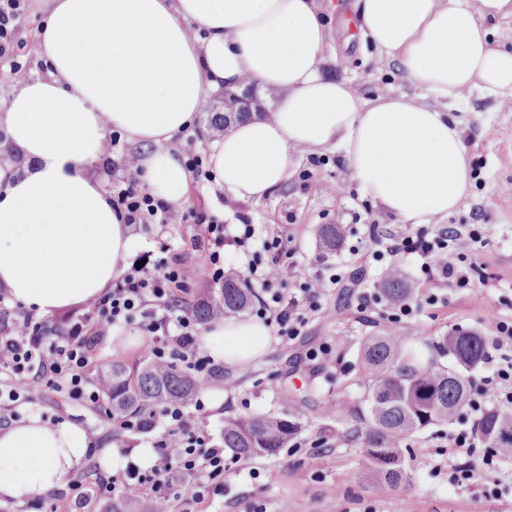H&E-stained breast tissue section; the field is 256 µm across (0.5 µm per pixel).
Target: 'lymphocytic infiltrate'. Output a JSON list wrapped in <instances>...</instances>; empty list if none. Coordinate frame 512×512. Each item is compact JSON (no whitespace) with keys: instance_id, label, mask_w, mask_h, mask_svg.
<instances>
[{"instance_id":"f902f5d3","label":"lymphocytic infiltrate","mask_w":512,"mask_h":512,"mask_svg":"<svg viewBox=\"0 0 512 512\" xmlns=\"http://www.w3.org/2000/svg\"><path fill=\"white\" fill-rule=\"evenodd\" d=\"M30 10V0H0V61L9 62L12 72L22 69L17 60L23 46L21 29ZM126 176L112 188V205L126 224H181L189 213L182 207L159 200L141 187L136 157L123 156ZM201 236L208 246L209 266L214 280L224 278V249L232 246L247 251L255 230L244 225L241 234L228 233L226 224L215 218L198 217ZM390 217L377 213L368 226V239L379 246L388 268H396L402 254L418 256L427 273L421 299L432 305L449 288L468 287L470 271L459 265L456 245L468 239L473 250L486 247L488 239L477 231L466 232L455 226L434 236L419 233H388ZM287 271L279 262L248 264L245 278L258 290L256 315L275 325L282 341H294L301 334L306 312L316 310L331 283L315 279L304 294H285L282 286ZM187 284L179 259L130 263L110 288L86 302L82 312L70 317L65 329L50 326L35 311L13 307L9 295L0 289V425L14 419L15 404H35L46 391L53 390L83 407H98L104 387L88 376L99 351L112 331L134 325L151 338L150 352L158 364L179 361L199 385H206L216 369L213 359L200 349L202 329L190 310ZM497 334L486 347L487 374L478 400L469 406L473 414H484L487 405L512 411V322L498 321ZM180 402L164 405L161 415L166 429L157 441V463L148 471L127 466L121 473L87 486L70 484L66 494L69 512H93L103 494L136 498L154 512H162L176 494L174 476L192 480V497L201 499L209 482L224 476V451L211 447L209 435L198 413ZM476 451L474 430L459 429L449 438L448 454L454 463L448 468V481L454 486L475 483L496 467L495 456L474 468L470 459Z\"/></svg>"}]
</instances>
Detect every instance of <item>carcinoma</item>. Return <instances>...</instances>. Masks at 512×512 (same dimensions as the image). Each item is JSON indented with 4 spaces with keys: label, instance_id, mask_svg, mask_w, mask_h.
Returning a JSON list of instances; mask_svg holds the SVG:
<instances>
[{
    "label": "carcinoma",
    "instance_id": "cac0c4a2",
    "mask_svg": "<svg viewBox=\"0 0 512 512\" xmlns=\"http://www.w3.org/2000/svg\"><path fill=\"white\" fill-rule=\"evenodd\" d=\"M318 235L323 247L341 246L339 224H322ZM410 288L401 271L386 272L380 282L381 298L389 305L408 297ZM252 291L234 276L224 278L218 289L203 293L194 314L206 323L217 311L241 313L250 308ZM405 338L395 331L364 337L360 356L369 378L364 399L344 402L336 417L348 423V435L361 444L368 471L396 488L405 479L402 444L412 434L437 426L460 415L474 393L473 381L437 360L419 363L404 354ZM437 355L452 357L465 370L481 363L483 337L472 331L455 330L436 341ZM106 384L112 416L137 421L162 404L186 402L197 389L188 374L171 364L160 368L148 360L128 365L114 362L100 377ZM301 423L291 415H244L224 422V447L240 458L273 456L299 433ZM486 447L512 460V413L491 409L478 423Z\"/></svg>",
    "mask_w": 512,
    "mask_h": 512
}]
</instances>
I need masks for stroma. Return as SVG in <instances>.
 I'll return each mask as SVG.
<instances>
[{"mask_svg": "<svg viewBox=\"0 0 512 512\" xmlns=\"http://www.w3.org/2000/svg\"><path fill=\"white\" fill-rule=\"evenodd\" d=\"M353 0H316L328 27L323 73L347 80L363 98L391 91L414 95L395 65L374 60L373 47L354 28ZM48 0H31L24 37L27 66L18 80L48 78L49 71L33 50L35 34L47 14ZM462 131L472 183L464 203L449 214L451 224L485 229L488 245L472 252L468 242L459 250L473 262L471 288L449 289L443 300L423 306L413 318L377 301L383 265L377 262L366 237L380 207L361 195L343 153L316 148L303 153L288 179L259 201H236L207 182L187 185V209L227 224L254 225L257 239L278 238L290 252L297 276L289 283L297 291L305 281L338 274L342 283L331 290L311 314L300 336L284 344L270 339L265 353L242 366H222L199 391L225 395L224 410L201 412L200 419L214 445L224 443L225 418L247 414L291 412L300 433L274 458L239 459L225 454L224 485L203 499L192 500L188 481H179L178 500L169 512H512V462L499 461L481 485L454 487L448 483V437L460 421L415 433L403 445L406 481L399 488L370 478L359 445L349 443L336 426L342 401L362 400L366 378L359 357L362 337L397 328L409 336L417 358L428 355L424 339L462 329L490 337L496 319L512 321V153L501 150L512 141V112L498 111L489 97L472 94L466 107L451 109ZM320 182V191L311 183ZM342 224L346 237L334 252L326 251L317 234L319 225ZM153 259L177 254L195 291L212 287L207 254L198 244L200 228L186 222L170 228L137 224ZM373 296L370 314L356 309L358 293ZM150 339L136 327L108 339L96 371L113 361L148 359ZM21 417L40 416L44 422L80 425L92 448L131 449L159 440L166 422L154 415L151 431H126L103 411L76 405L60 393L47 392L36 406H21Z\"/></svg>", "mask_w": 512, "mask_h": 512, "instance_id": "1", "label": "stroma"}]
</instances>
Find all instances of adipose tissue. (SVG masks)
I'll return each instance as SVG.
<instances>
[{
    "label": "adipose tissue",
    "instance_id": "ef3b65f1",
    "mask_svg": "<svg viewBox=\"0 0 512 512\" xmlns=\"http://www.w3.org/2000/svg\"><path fill=\"white\" fill-rule=\"evenodd\" d=\"M378 60L418 88L366 100L323 73L327 30L314 0H50L35 49L50 80L15 88L0 129L19 162L0 164V287L38 316L99 296L142 238L123 224L101 179L109 133L145 146L140 179L183 204L190 173L168 142L191 133L211 92L275 90L270 116L234 124L210 147L214 182L258 200L303 152L342 150L361 193L414 224L459 207L471 185L462 132L448 116L473 92L512 110V50L494 47L484 19L512 17V0H355ZM269 329L228 320L203 334L217 362L260 356ZM89 439L77 424L32 416L0 433V494L23 500L60 486Z\"/></svg>",
    "mask_w": 512,
    "mask_h": 512
}]
</instances>
